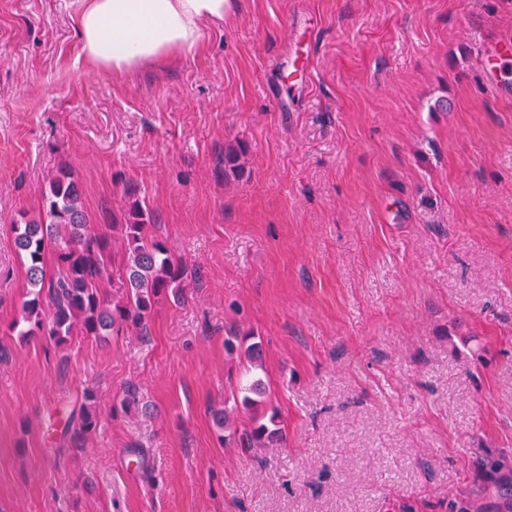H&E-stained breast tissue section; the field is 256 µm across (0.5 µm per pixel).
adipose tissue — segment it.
Segmentation results:
<instances>
[{
	"label": "adipose tissue",
	"instance_id": "1",
	"mask_svg": "<svg viewBox=\"0 0 512 512\" xmlns=\"http://www.w3.org/2000/svg\"><path fill=\"white\" fill-rule=\"evenodd\" d=\"M231 0H81L83 60L122 75L149 62L197 52L205 23L223 22Z\"/></svg>",
	"mask_w": 512,
	"mask_h": 512
}]
</instances>
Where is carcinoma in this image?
Masks as SVG:
<instances>
[{
	"label": "carcinoma",
	"mask_w": 512,
	"mask_h": 512,
	"mask_svg": "<svg viewBox=\"0 0 512 512\" xmlns=\"http://www.w3.org/2000/svg\"><path fill=\"white\" fill-rule=\"evenodd\" d=\"M150 216L137 205L123 224L112 225L123 249L120 264L111 261L107 239L95 234L84 210L82 190L74 174L62 170L51 181L41 211L22 213L15 224L14 245L25 259L27 299L13 327L26 338L44 336L61 345L80 331L101 339L114 329L143 330L154 307L166 299L184 298V269L164 243L150 234ZM53 252L59 269L47 277L46 259ZM112 277L116 294L109 296L99 285ZM247 337L224 339L229 353L245 350L250 366H261L259 342L243 346ZM266 387L252 377L224 398V405L211 410L219 437L242 448H265L279 440L278 409L264 401ZM256 409L252 425L237 429L240 408ZM100 404L94 394L85 396L79 418L69 416L64 435L71 447L81 450L100 422Z\"/></svg>",
	"instance_id": "carcinoma-1"
}]
</instances>
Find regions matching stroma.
I'll list each match as a JSON object with an SVG mask.
<instances>
[{
  "instance_id": "stroma-1",
  "label": "stroma",
  "mask_w": 512,
  "mask_h": 512,
  "mask_svg": "<svg viewBox=\"0 0 512 512\" xmlns=\"http://www.w3.org/2000/svg\"><path fill=\"white\" fill-rule=\"evenodd\" d=\"M77 7L0 0V512H502L480 460L512 457V62L484 69L512 0H236L200 52L119 77L83 61ZM304 31L310 76L282 91ZM63 168L94 232L137 203L183 261L147 336L12 331L13 225ZM233 330L263 345L266 448L210 417ZM130 385L153 414H111ZM99 409L100 404L96 396L89 393L85 396L79 418L75 420L74 416L70 415L66 419L64 423V435L73 449H83L89 436L96 431L100 422Z\"/></svg>"
}]
</instances>
